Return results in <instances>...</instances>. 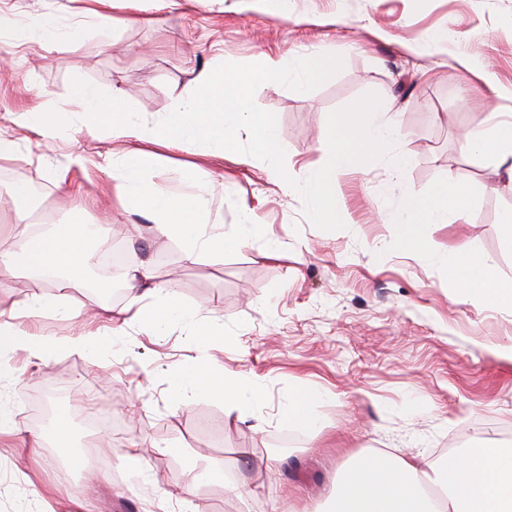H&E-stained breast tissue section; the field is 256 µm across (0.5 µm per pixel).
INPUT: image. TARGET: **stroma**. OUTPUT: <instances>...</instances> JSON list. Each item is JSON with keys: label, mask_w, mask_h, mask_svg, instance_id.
I'll list each match as a JSON object with an SVG mask.
<instances>
[{"label": "stroma", "mask_w": 512, "mask_h": 512, "mask_svg": "<svg viewBox=\"0 0 512 512\" xmlns=\"http://www.w3.org/2000/svg\"><path fill=\"white\" fill-rule=\"evenodd\" d=\"M87 7V0H0V13L18 23L50 16L61 26L34 48L0 33V138L15 144L14 158L0 160V173L12 175L0 182V245L27 248L16 225L20 208L44 216L41 232L50 223L99 222L125 248L139 231V256L156 283H176L181 301L201 307L203 321H222L224 335L205 348L179 325L158 336L126 322L130 294L110 298L100 315V297L79 288L68 299L92 315L97 358L65 347L73 323L50 314L21 320V328L62 345L41 360L0 341V406L15 428L0 438V512H28L35 500L44 512H185L191 500L206 512H320L355 453H420L446 466L489 435L512 448V360L503 353L512 347V307L461 299L433 254L467 240L494 260L500 279L512 280V245L501 227L512 210L511 180L461 140L489 113H512V0H290L280 13L259 0H177L164 9L156 0H109L104 11L114 28L97 26ZM439 29L448 32L447 50L428 52V36ZM316 49L343 58L321 87L300 94L264 83L255 93L257 106L277 118L297 179L320 157L328 114L368 92L388 105L402 133L396 148L411 156L400 172L380 161L340 173L345 229L312 226L300 195L258 158L242 165L233 155L202 157L150 138L140 146L154 157V181L175 165L203 168L206 222L229 230L250 208L283 248L271 257L255 239L190 263L149 220L117 208L98 165L120 144L109 130L93 137L79 123L80 84L122 97L151 129L177 95L191 92L200 70L278 53L292 61ZM489 81L499 95L488 94ZM34 109L53 113L52 129L20 125V114ZM78 158L93 162L80 190L59 186L56 173ZM449 180L472 195L469 223L434 225L427 249L402 253L390 221L399 198ZM19 181L40 184L42 194L14 204L9 194ZM203 356L263 384L264 399L242 420L227 421L216 400L174 401L170 377ZM301 385L323 395L318 430L282 414ZM41 403L74 416L76 447L85 435L79 412L111 411V428L97 438L113 476L93 463L65 479L49 450L30 447L31 433L50 428L31 415ZM143 442L153 451L141 463ZM210 458L223 460L227 473L243 471L251 495L236 499L206 477ZM190 469L200 480L187 494L182 475Z\"/></svg>", "instance_id": "35a3bbf8"}]
</instances>
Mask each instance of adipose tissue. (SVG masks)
<instances>
[{
  "label": "adipose tissue",
  "instance_id": "1",
  "mask_svg": "<svg viewBox=\"0 0 512 512\" xmlns=\"http://www.w3.org/2000/svg\"><path fill=\"white\" fill-rule=\"evenodd\" d=\"M77 106L88 132L106 127L113 138L127 144L125 151L113 154L107 171L120 208L150 215L162 236L183 244L187 261L197 263L253 238L265 237L262 226L255 224L246 209L233 231L205 223L209 199L195 172L176 169L166 183L155 182L148 154L134 146L144 137V122L139 113L125 111L119 98L104 96L99 88L87 84L80 91ZM464 147L475 154L491 155L512 178V122L489 117L484 126L466 134ZM187 182L192 183V190H184ZM471 207L468 193L452 180L438 185L427 197L405 192L393 219L400 247L411 253L422 250L432 225L447 223L452 216L467 220ZM104 232L100 224H55L23 255L0 252L1 269L21 268L32 276L53 280L51 291L13 303L8 310L0 309V335L12 337L36 357H49L56 343L30 340L14 321L52 314L75 324L72 347L95 355L96 336L86 330L81 310L69 304L66 292L84 287L93 244ZM437 255L448 271L449 287L460 298L512 304V281L500 280L493 259L471 243L440 247ZM127 288L132 303L149 301L148 320L156 333H165L177 323L191 335L202 334L210 341L221 339L222 324H202L197 310L185 306L174 288L155 284L150 264L135 256L128 265ZM170 383L180 404L218 399L229 417H242L264 394L259 384L240 373L203 361L183 368ZM48 441L67 456L70 468H87L86 455L76 456L71 451L72 428L67 413H58L49 435H35L33 445L40 448ZM325 512H512V448L489 441L477 453L458 455L444 469L421 454L408 459L381 450L354 454L338 478Z\"/></svg>",
  "mask_w": 512,
  "mask_h": 512
}]
</instances>
